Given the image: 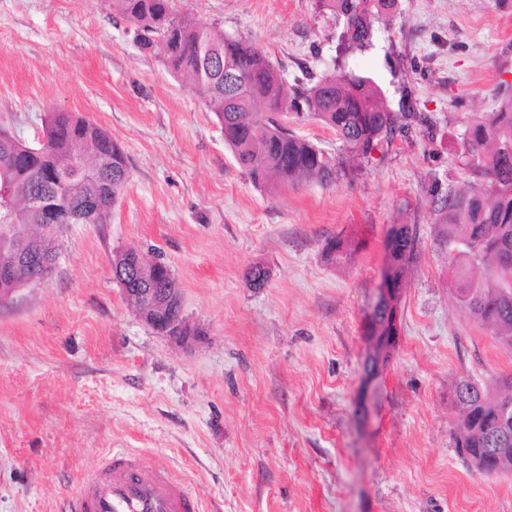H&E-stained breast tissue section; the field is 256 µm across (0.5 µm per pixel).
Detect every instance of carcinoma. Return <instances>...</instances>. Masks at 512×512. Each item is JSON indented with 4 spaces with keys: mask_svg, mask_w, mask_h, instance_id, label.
<instances>
[{
    "mask_svg": "<svg viewBox=\"0 0 512 512\" xmlns=\"http://www.w3.org/2000/svg\"><path fill=\"white\" fill-rule=\"evenodd\" d=\"M113 13L131 23L143 50L163 51L164 65L203 99L224 130V142L254 186L274 189L311 180L322 185L349 174L346 161L332 156L288 130L281 119L289 112L309 114L335 131L349 157L366 152L374 139L389 134L395 116L368 78L353 74L325 76L312 84L291 86L253 41L228 39L188 16L177 14L171 0H109ZM343 17L340 40L347 48L364 47L372 37V17L390 10L395 0H320ZM239 77L234 108L224 95V72ZM0 127V268L13 257L15 236L42 239L55 253V240L44 236L46 224H105L130 178L127 157L112 136L84 118L52 112L41 139L29 144ZM459 157L480 190L448 187L432 195L440 241L448 247L459 301L472 318L512 349V91H503L497 111L466 122ZM416 247L407 224L395 228L386 271L391 288H401L406 265ZM36 270L18 269L0 276L6 289L22 288ZM174 284L151 263L142 266L135 287ZM507 392L484 389L465 378L455 385L461 424L454 448L472 455L492 447L502 400Z\"/></svg>",
    "mask_w": 512,
    "mask_h": 512,
    "instance_id": "cac0c4a2",
    "label": "carcinoma"
}]
</instances>
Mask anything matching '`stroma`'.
<instances>
[{
  "mask_svg": "<svg viewBox=\"0 0 512 512\" xmlns=\"http://www.w3.org/2000/svg\"><path fill=\"white\" fill-rule=\"evenodd\" d=\"M256 41L287 83L371 78L394 115L332 186H253L214 115L142 51L108 0H0V123L41 136L49 112L108 132L130 180L104 224L56 228L55 272L0 302V512H59L123 449L164 463L200 512H512V472L479 475L453 447L463 376L488 387L512 352L459 302L433 190L465 187L464 123L512 86V0H398L369 46L337 54L319 0H172ZM395 224L407 266L393 356L359 392ZM351 240L329 259L327 238ZM135 249L169 266L191 330L155 331L112 277ZM269 273L265 287L246 279Z\"/></svg>",
  "mask_w": 512,
  "mask_h": 512,
  "instance_id": "1",
  "label": "stroma"
}]
</instances>
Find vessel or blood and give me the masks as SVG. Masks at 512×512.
<instances>
[{
  "mask_svg": "<svg viewBox=\"0 0 512 512\" xmlns=\"http://www.w3.org/2000/svg\"><path fill=\"white\" fill-rule=\"evenodd\" d=\"M199 499L154 459L113 452L67 496L64 512H199Z\"/></svg>",
  "mask_w": 512,
  "mask_h": 512,
  "instance_id": "1",
  "label": "vessel or blood"
}]
</instances>
